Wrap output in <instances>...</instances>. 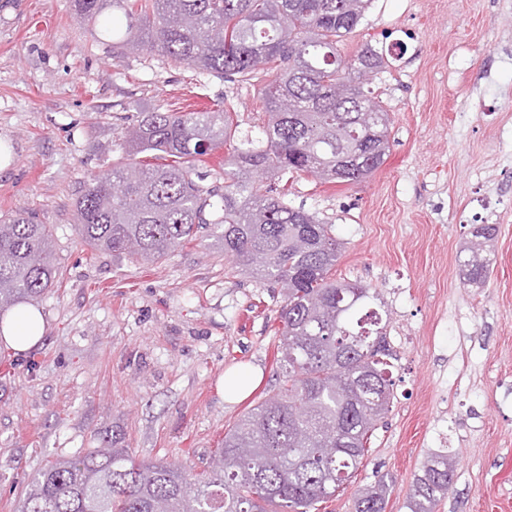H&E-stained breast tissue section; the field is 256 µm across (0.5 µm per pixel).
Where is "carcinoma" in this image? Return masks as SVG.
I'll return each mask as SVG.
<instances>
[{
	"label": "carcinoma",
	"mask_w": 512,
	"mask_h": 512,
	"mask_svg": "<svg viewBox=\"0 0 512 512\" xmlns=\"http://www.w3.org/2000/svg\"><path fill=\"white\" fill-rule=\"evenodd\" d=\"M371 0H76L94 23L110 4L127 18L122 47L158 50L215 77L269 76L260 91L265 144L238 138L237 112H149L124 141L131 156L155 152L171 164L133 161L97 177L77 197V230L94 250L154 262L196 240L200 229L239 271L287 290L277 390L224 434L209 475L175 464L141 463L117 448L56 460L35 477L17 512H311L358 468L376 422L388 411L393 380L379 330L354 331L370 289L336 307L344 284L332 277L340 243L332 225L288 205L272 181L314 174L326 183L361 182L389 154V112L369 84L386 68L369 43L341 45ZM358 104L376 123L357 122ZM222 145L224 190L200 185L199 164ZM355 160L336 175V157ZM496 227L472 231L463 280L490 273L483 247ZM53 231L26 212L0 220V312L41 297L56 266ZM452 460L423 463L410 512H434L448 492ZM389 480L366 489L356 512H385Z\"/></svg>",
	"instance_id": "obj_1"
}]
</instances>
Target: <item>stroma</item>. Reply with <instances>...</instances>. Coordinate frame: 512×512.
<instances>
[{
  "label": "stroma",
  "instance_id": "stroma-1",
  "mask_svg": "<svg viewBox=\"0 0 512 512\" xmlns=\"http://www.w3.org/2000/svg\"><path fill=\"white\" fill-rule=\"evenodd\" d=\"M122 11L93 26L74 0H0V217L25 210L54 227L58 284L36 299L47 322L19 354L0 341V512H13L47 464L121 448L201 475L224 434L273 389L282 288L242 274L207 233L138 264L81 244V188L127 162L125 128L148 112L230 103L263 144L262 80L219 79L157 51L113 47ZM371 43L391 116L386 162L365 181H279L290 205L330 224L333 274L375 295L393 354L394 399L359 468L317 512H355L392 479L386 512H410L423 462L455 457L436 512L512 503V0H373L347 51ZM493 224L483 287L465 285L460 250ZM254 365L246 399L224 373Z\"/></svg>",
  "mask_w": 512,
  "mask_h": 512
}]
</instances>
